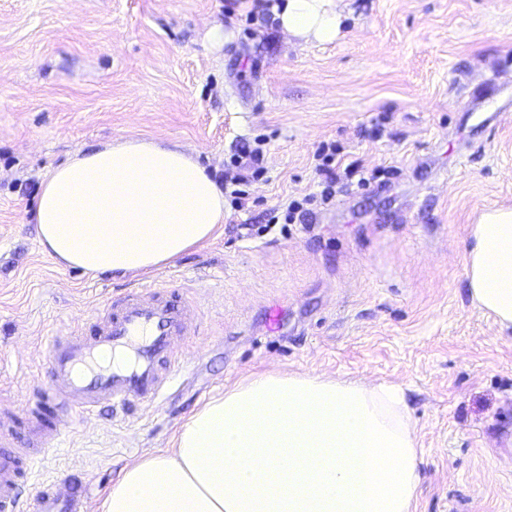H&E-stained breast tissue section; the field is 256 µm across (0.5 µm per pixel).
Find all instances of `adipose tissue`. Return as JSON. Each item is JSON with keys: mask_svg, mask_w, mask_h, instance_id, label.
Wrapping results in <instances>:
<instances>
[{"mask_svg": "<svg viewBox=\"0 0 512 512\" xmlns=\"http://www.w3.org/2000/svg\"><path fill=\"white\" fill-rule=\"evenodd\" d=\"M284 32L330 43L338 0H277ZM38 240L59 264L124 278L211 239L224 194L196 159L156 139L76 154L46 178ZM473 303L512 328V208H485L469 228ZM422 451L394 384L309 373H255L179 428L173 452L127 466L101 512H416Z\"/></svg>", "mask_w": 512, "mask_h": 512, "instance_id": "obj_1", "label": "adipose tissue"}]
</instances>
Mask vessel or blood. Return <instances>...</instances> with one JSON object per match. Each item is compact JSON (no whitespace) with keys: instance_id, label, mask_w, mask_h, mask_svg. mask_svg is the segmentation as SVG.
<instances>
[{"instance_id":"obj_1","label":"vessel or blood","mask_w":512,"mask_h":512,"mask_svg":"<svg viewBox=\"0 0 512 512\" xmlns=\"http://www.w3.org/2000/svg\"><path fill=\"white\" fill-rule=\"evenodd\" d=\"M172 281L134 286L114 296L95 317L94 335L74 333L51 345L49 379L32 391L24 408L25 447L0 438V512H18V489L37 457L58 444L68 420L60 404L88 412L106 403L127 407L160 399L173 378L177 346L197 317L189 303L177 300ZM112 365L100 366L104 355ZM82 496L62 481L43 483L37 512H80Z\"/></svg>"}]
</instances>
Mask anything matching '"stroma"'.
Returning <instances> with one entry per match:
<instances>
[{
    "label": "stroma",
    "instance_id": "stroma-1",
    "mask_svg": "<svg viewBox=\"0 0 512 512\" xmlns=\"http://www.w3.org/2000/svg\"><path fill=\"white\" fill-rule=\"evenodd\" d=\"M243 0H0V415L43 382L56 336L90 328L112 293L173 278L198 313L169 393L126 415L74 413L23 487L71 475L88 512L121 471L172 450L188 417L255 372L393 383L423 453L418 512H512V330L467 292L468 230L512 207V0H341L335 43L282 33ZM230 38L213 46L207 32ZM127 137L181 146L223 182L264 142L248 210L137 278L43 252L41 183L74 153ZM331 204L293 224L272 207Z\"/></svg>",
    "mask_w": 512,
    "mask_h": 512
}]
</instances>
